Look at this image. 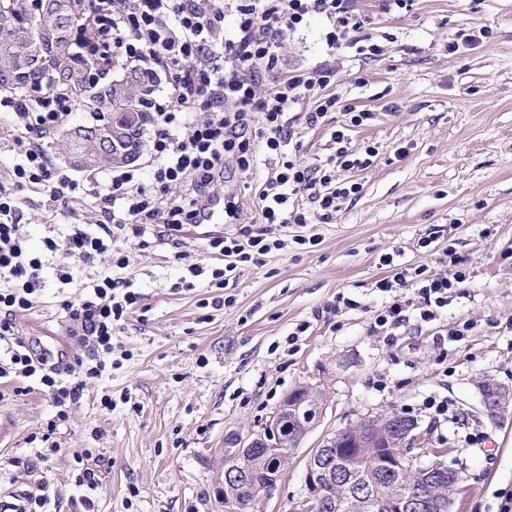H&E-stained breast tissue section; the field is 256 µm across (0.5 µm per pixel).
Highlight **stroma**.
Instances as JSON below:
<instances>
[{
	"label": "stroma",
	"instance_id": "1",
	"mask_svg": "<svg viewBox=\"0 0 512 512\" xmlns=\"http://www.w3.org/2000/svg\"><path fill=\"white\" fill-rule=\"evenodd\" d=\"M355 7L373 16L374 40H395L371 60L339 51L330 87L339 106L301 136L309 162L326 159L336 129L352 150L377 147L369 168L346 173L359 195L331 223L302 228L318 245L289 244L226 291L173 290L183 265L171 246L133 251L125 274L145 299L113 338L114 366L88 383L59 426L50 464L29 442L53 413L49 398L0 383V492L49 490L58 512L87 493L95 512H224L225 432L260 431L288 390L310 385L325 414L255 512H291L306 493L312 448L394 412L448 447L444 462L464 479L451 512H512V409L494 420L478 412L484 379L512 387V0ZM484 26L489 38L468 42ZM323 29L311 17L283 44L290 67L321 60ZM346 105L371 120L350 126ZM388 254L437 272L452 255L466 274L436 320L411 317L391 344L371 326L387 299L376 283L392 273L381 262ZM73 294L50 281L38 307L18 316L20 333L41 350L80 356L59 309ZM340 294L359 309L330 313ZM302 322L310 328L296 350L279 351ZM431 400L446 401L447 415L428 410ZM84 466L100 472L95 491L76 482Z\"/></svg>",
	"mask_w": 512,
	"mask_h": 512
}]
</instances>
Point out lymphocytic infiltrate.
<instances>
[{
  "mask_svg": "<svg viewBox=\"0 0 512 512\" xmlns=\"http://www.w3.org/2000/svg\"><path fill=\"white\" fill-rule=\"evenodd\" d=\"M228 14L234 18L229 26L224 23ZM315 15L326 22L325 59L307 70H285L282 43ZM371 24L352 0H93L80 35L83 56L98 64L90 79L102 78L115 61L171 75L168 89L150 103L154 139L147 183L136 168H117L103 183L93 172L74 179L53 163L43 137L77 105L65 88L45 92L33 105L23 96L0 98V106L13 111L12 145L19 157L0 177V379L36 382L49 396L55 414L42 442L67 421L88 382L105 371L115 327L142 300L133 281L122 275L129 249L174 246L176 259L185 263L178 288H194L200 280L225 288L243 267L282 249L286 239L316 244L313 236H289V228L315 218L330 223L341 203L358 194V183L344 174L370 167L375 147L366 146L359 156L349 153L344 133L335 130L330 134L333 155L325 163L309 164L294 137L296 124L318 128L337 104L328 91L337 73V50L347 46L365 59L380 54L368 32ZM232 172L257 176L260 227L232 231L241 208L227 199L228 230L205 236L210 258L186 262L179 242L198 228L216 186ZM175 187L181 188L180 196H172ZM18 189L45 197L49 213L63 218L50 225L37 252L18 220ZM76 192L93 201L94 229H87L69 206ZM103 256L110 259L108 270L97 273L76 298L60 303L82 356L53 361L34 353L20 336L16 317L39 304L46 271L70 284ZM463 280L460 272L450 277L425 268L396 269L376 283L391 299L374 311V329L395 335L413 305L420 320H435ZM404 288L413 289L415 301L401 298Z\"/></svg>",
  "mask_w": 512,
  "mask_h": 512,
  "instance_id": "f902f5d3",
  "label": "lymphocytic infiltrate"
}]
</instances>
